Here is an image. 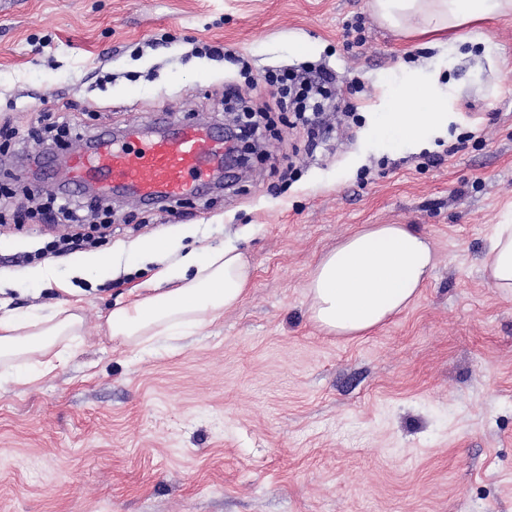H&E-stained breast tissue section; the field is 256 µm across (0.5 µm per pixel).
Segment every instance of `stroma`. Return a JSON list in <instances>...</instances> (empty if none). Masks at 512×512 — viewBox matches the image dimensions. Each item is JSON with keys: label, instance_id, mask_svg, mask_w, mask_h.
I'll use <instances>...</instances> for the list:
<instances>
[{"label": "stroma", "instance_id": "35a3bbf8", "mask_svg": "<svg viewBox=\"0 0 512 512\" xmlns=\"http://www.w3.org/2000/svg\"><path fill=\"white\" fill-rule=\"evenodd\" d=\"M484 32L498 65L452 61L447 137L395 151L369 134L365 108L422 52L368 0H0V302L84 317L49 376L0 373V512H512V296L482 266L512 210V15ZM302 65L336 78L329 140L309 149L293 112L276 113L231 186L182 198L173 216L123 201L106 238L52 258L73 293L24 279L49 236L71 232L18 215L56 193L16 181L43 114L87 137L159 112L227 126L224 84L254 78L259 109L276 99L265 73ZM364 224L411 225L436 268L387 325L324 335L308 274ZM156 235L239 246L252 285L192 335L112 344L100 323L163 265L130 247ZM92 253L112 265L75 275Z\"/></svg>", "mask_w": 512, "mask_h": 512}]
</instances>
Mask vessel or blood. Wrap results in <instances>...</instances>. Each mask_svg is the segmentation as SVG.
<instances>
[{"label": "vessel or blood", "instance_id": "1", "mask_svg": "<svg viewBox=\"0 0 512 512\" xmlns=\"http://www.w3.org/2000/svg\"><path fill=\"white\" fill-rule=\"evenodd\" d=\"M225 150L223 130L202 122L176 123L158 135L142 131L123 142L104 129L52 168L50 178L67 194L102 187L158 204L206 188L223 168Z\"/></svg>", "mask_w": 512, "mask_h": 512}]
</instances>
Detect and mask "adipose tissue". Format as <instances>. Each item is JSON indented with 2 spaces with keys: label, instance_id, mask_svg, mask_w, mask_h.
Masks as SVG:
<instances>
[{
  "label": "adipose tissue",
  "instance_id": "obj_1",
  "mask_svg": "<svg viewBox=\"0 0 512 512\" xmlns=\"http://www.w3.org/2000/svg\"><path fill=\"white\" fill-rule=\"evenodd\" d=\"M368 7L381 24L441 54L466 44L488 59L481 24L512 12V0H369ZM441 54L428 67L407 69L402 85L369 107V129L390 147H425L455 121L457 91L441 80ZM435 265L429 240L411 226L364 225L315 262L306 283L309 320L327 336H365L419 296ZM484 269L498 292L512 294V216L495 225ZM157 277L160 287L107 315L102 330L112 342L138 350L222 317L246 296L252 266L244 251L227 244L189 250ZM82 328L73 306L0 314V366L23 364L33 376L49 375Z\"/></svg>",
  "mask_w": 512,
  "mask_h": 512
}]
</instances>
